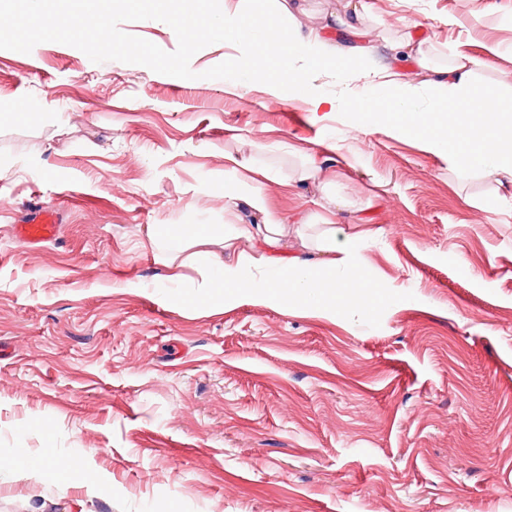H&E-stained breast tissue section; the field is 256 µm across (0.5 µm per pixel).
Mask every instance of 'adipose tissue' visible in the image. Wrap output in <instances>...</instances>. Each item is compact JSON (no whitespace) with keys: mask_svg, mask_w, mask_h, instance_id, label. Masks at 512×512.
Returning <instances> with one entry per match:
<instances>
[{"mask_svg":"<svg viewBox=\"0 0 512 512\" xmlns=\"http://www.w3.org/2000/svg\"><path fill=\"white\" fill-rule=\"evenodd\" d=\"M250 2L238 0L234 7L218 9L204 20L202 32L183 42L188 49L213 37L223 38L232 49L224 57L226 85H259L274 96L303 98L316 112L342 108L354 115L393 114L401 135L421 140L431 152L448 156L456 171L512 175V113L502 111L496 89L471 82L465 65L448 69L446 78L432 84L429 105L422 111L414 108L421 90L407 79L372 85L342 105L334 93L313 82L314 74L325 70L333 59L324 37L302 32L287 0H268L266 10L251 9ZM226 161L232 185L224 190L228 201L225 223L209 234L195 224L148 229L150 242L166 256L171 278L179 276L182 254L195 246L217 243L224 255L210 260V273L202 282L213 297L220 299L229 293L239 300H255L273 295L284 304H299L330 316L361 304L369 286L365 264L353 259V238L335 223L340 207L335 196L325 195V212L317 218L324 227L321 247L328 258L323 266H314L286 253L283 220L262 192L244 197L237 192L254 177L270 183L281 181L280 170L261 155L247 161L230 155ZM241 200L263 214L262 224L234 222L236 204ZM242 239L248 241V248H237ZM336 267L343 268V277L332 276Z\"/></svg>","mask_w":512,"mask_h":512,"instance_id":"1","label":"adipose tissue"}]
</instances>
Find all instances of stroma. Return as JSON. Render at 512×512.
<instances>
[{"mask_svg": "<svg viewBox=\"0 0 512 512\" xmlns=\"http://www.w3.org/2000/svg\"><path fill=\"white\" fill-rule=\"evenodd\" d=\"M333 46L364 32L367 67L320 84L348 99L364 71L426 87L470 56L512 93V0H288ZM421 48L428 67L393 57ZM502 54L485 59L484 47ZM92 62L56 42L0 50V454L80 457L58 480L0 475V512H512V178L461 175L394 119L315 118L307 100ZM289 253L324 260L291 217L343 199L373 237L377 288L329 317L264 300L200 302L168 278L154 224L224 221V157L260 146ZM317 163L313 179L300 173ZM55 240L14 227L32 204ZM112 486L108 499L86 486ZM58 231V224L52 214L45 209H31V219L27 224H17L16 238L27 246H34L53 240Z\"/></svg>", "mask_w": 512, "mask_h": 512, "instance_id": "stroma-1", "label": "stroma"}]
</instances>
